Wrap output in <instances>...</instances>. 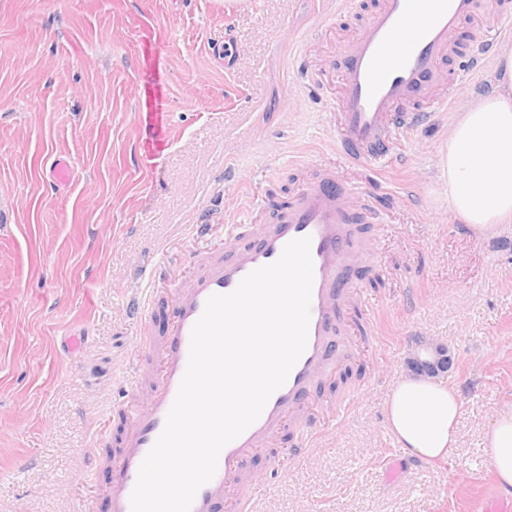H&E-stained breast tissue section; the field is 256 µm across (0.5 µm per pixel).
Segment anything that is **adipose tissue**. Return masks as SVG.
<instances>
[{"label": "adipose tissue", "instance_id": "1", "mask_svg": "<svg viewBox=\"0 0 512 512\" xmlns=\"http://www.w3.org/2000/svg\"><path fill=\"white\" fill-rule=\"evenodd\" d=\"M438 176L448 185L449 211L475 231L512 218V48L499 51L489 91L449 131ZM460 408L458 388L406 378L390 392L386 419L409 456L431 461L451 453ZM487 442L498 484L512 493V409L498 413Z\"/></svg>", "mask_w": 512, "mask_h": 512}]
</instances>
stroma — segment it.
<instances>
[{
	"mask_svg": "<svg viewBox=\"0 0 512 512\" xmlns=\"http://www.w3.org/2000/svg\"><path fill=\"white\" fill-rule=\"evenodd\" d=\"M357 3L0 0V512H82L104 492L112 451L95 438L140 353L130 301L147 272L187 280L231 224L263 223L327 166L376 214L379 265L359 281L372 308L354 310L372 328L353 344L364 372L337 368L305 458H257L252 512H478L495 479L485 434L512 404V222L466 230L437 168L490 73L454 85L388 173L351 169L336 147V55L377 0ZM480 3L450 71L495 21L499 0ZM144 112L171 115L149 168ZM432 340L453 359L437 379L463 404L451 455L425 462L399 447L384 402Z\"/></svg>",
	"mask_w": 512,
	"mask_h": 512,
	"instance_id": "35a3bbf8",
	"label": "stroma"
}]
</instances>
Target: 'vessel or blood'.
Listing matches in <instances>:
<instances>
[{
	"label": "vessel or blood",
	"mask_w": 512,
	"mask_h": 512,
	"mask_svg": "<svg viewBox=\"0 0 512 512\" xmlns=\"http://www.w3.org/2000/svg\"><path fill=\"white\" fill-rule=\"evenodd\" d=\"M477 11L478 0H378L337 55L342 91L336 128L348 164L383 173L398 138L419 128L426 112L446 107V62L459 28ZM495 44L488 38L469 54L459 77L482 72ZM418 102L425 112L415 111ZM351 191L336 169H321L310 187L272 212L269 223L252 225L245 236L229 235L223 254L173 289L162 335L143 340L151 354L149 371L134 372L125 386L130 393L147 385L148 400L131 412L123 446L112 460L103 512H131L139 467L164 429L187 368L191 331L207 299L231 293L250 272L278 260L288 242L305 237L311 240L314 273L306 349L259 418L223 448L191 512H251L253 462L287 423L298 424L289 440L293 456L309 452L316 430L306 413L345 351L341 338L351 328L361 273L377 264L375 241L363 230L372 216L350 203ZM479 512H512V497L487 486Z\"/></svg>",
	"instance_id": "b4317fda"
}]
</instances>
